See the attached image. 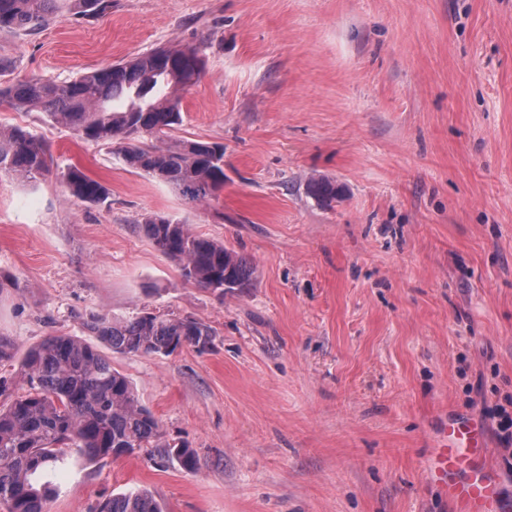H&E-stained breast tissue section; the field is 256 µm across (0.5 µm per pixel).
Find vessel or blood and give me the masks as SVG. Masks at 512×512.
Here are the masks:
<instances>
[{
  "mask_svg": "<svg viewBox=\"0 0 512 512\" xmlns=\"http://www.w3.org/2000/svg\"><path fill=\"white\" fill-rule=\"evenodd\" d=\"M430 480L457 512H512V495L501 470L489 461L479 423L457 416L444 419L427 460Z\"/></svg>",
  "mask_w": 512,
  "mask_h": 512,
  "instance_id": "1",
  "label": "vessel or blood"
}]
</instances>
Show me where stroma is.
<instances>
[{
	"mask_svg": "<svg viewBox=\"0 0 512 512\" xmlns=\"http://www.w3.org/2000/svg\"><path fill=\"white\" fill-rule=\"evenodd\" d=\"M170 44L203 48L174 138L224 146L201 203L39 110L0 126L50 147L35 184L0 174V336H80L83 316L208 325L209 348L111 354L197 467L152 449L74 454L48 512L150 490L166 512H454L431 485L436 420L512 396V0H112L0 31V86L70 81ZM78 167L109 190L70 198ZM343 188L324 208L313 178ZM158 215L256 268L225 296L146 238Z\"/></svg>",
	"mask_w": 512,
	"mask_h": 512,
	"instance_id": "obj_1",
	"label": "stroma"
}]
</instances>
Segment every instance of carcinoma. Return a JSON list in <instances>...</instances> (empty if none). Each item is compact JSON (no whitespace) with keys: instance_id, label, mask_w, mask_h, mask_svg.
Masks as SVG:
<instances>
[{"instance_id":"carcinoma-1","label":"carcinoma","mask_w":512,"mask_h":512,"mask_svg":"<svg viewBox=\"0 0 512 512\" xmlns=\"http://www.w3.org/2000/svg\"><path fill=\"white\" fill-rule=\"evenodd\" d=\"M56 2L0 0V30L42 27L52 19ZM72 3L81 17L112 6V0ZM203 69L200 48L169 45L68 82L20 81L0 88V98L17 110H44L83 140L123 143L130 167L175 187L190 202H204L224 188V145L171 137L181 121V93L198 82ZM50 162V151L38 137L19 127H0L1 174L32 183L49 172ZM65 189L90 204H101L109 195L77 168L65 175ZM307 191L324 206L341 195L327 178L309 181ZM142 230L189 283L221 297L226 290L253 284L254 265L221 241L161 216L148 217ZM82 326L100 345L120 354L170 355L183 344L203 350L212 336L201 322L152 312L123 321L93 314ZM20 367L29 386L23 394L15 393L12 379L0 376V504L8 512H47L48 486L37 485L35 475L56 471L69 448L91 459H118L156 448L160 461L196 469V454L188 444L158 443V419L140 404L129 379L112 367L99 345L77 336H50L23 353ZM94 512L165 510L151 491L137 489L101 500Z\"/></svg>"}]
</instances>
